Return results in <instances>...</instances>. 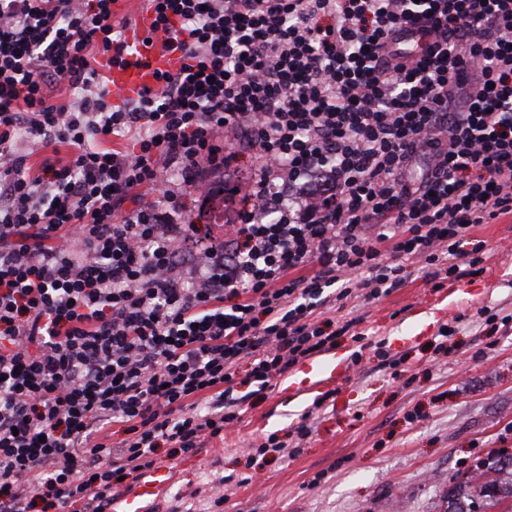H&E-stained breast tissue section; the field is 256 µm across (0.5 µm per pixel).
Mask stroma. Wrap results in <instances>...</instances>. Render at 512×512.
I'll return each instance as SVG.
<instances>
[{
    "label": "stroma",
    "instance_id": "stroma-1",
    "mask_svg": "<svg viewBox=\"0 0 512 512\" xmlns=\"http://www.w3.org/2000/svg\"><path fill=\"white\" fill-rule=\"evenodd\" d=\"M470 237L483 245L482 273L437 288L417 264L376 303L350 299L335 319L359 318L363 339H336L359 362L335 396L317 411L309 396L280 402L276 388L247 401L193 465L172 461L161 512H211L218 482L223 512H445L477 461L512 454V217ZM344 401L347 425L331 434ZM271 434L285 451L260 454Z\"/></svg>",
    "mask_w": 512,
    "mask_h": 512
}]
</instances>
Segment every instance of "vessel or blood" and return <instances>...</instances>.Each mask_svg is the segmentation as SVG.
I'll return each mask as SVG.
<instances>
[{
    "label": "vessel or blood",
    "mask_w": 512,
    "mask_h": 512,
    "mask_svg": "<svg viewBox=\"0 0 512 512\" xmlns=\"http://www.w3.org/2000/svg\"><path fill=\"white\" fill-rule=\"evenodd\" d=\"M178 66L177 55L162 51L160 37H148L146 29H139L129 41L124 64L112 69L113 90L131 94L153 87L155 72L171 71ZM349 371V355L332 352L310 358L289 371L282 394L291 399L334 390ZM170 484L169 469H155L140 479L130 494L113 502V512H156V500Z\"/></svg>",
    "instance_id": "1"
}]
</instances>
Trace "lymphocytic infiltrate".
Here are the masks:
<instances>
[{
    "label": "lymphocytic infiltrate",
    "mask_w": 512,
    "mask_h": 512,
    "mask_svg": "<svg viewBox=\"0 0 512 512\" xmlns=\"http://www.w3.org/2000/svg\"><path fill=\"white\" fill-rule=\"evenodd\" d=\"M115 2L0 0V512H105L331 349L354 289L461 277L512 215V0H147L181 65L113 103ZM230 135L218 241L183 214Z\"/></svg>",
    "instance_id": "f902f5d3"
}]
</instances>
